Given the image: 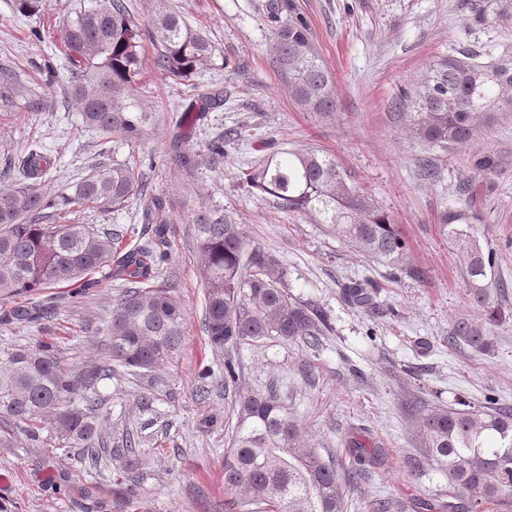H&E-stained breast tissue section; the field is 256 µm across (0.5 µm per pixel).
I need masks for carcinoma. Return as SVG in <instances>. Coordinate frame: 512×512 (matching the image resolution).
I'll use <instances>...</instances> for the list:
<instances>
[{
    "label": "carcinoma",
    "mask_w": 512,
    "mask_h": 512,
    "mask_svg": "<svg viewBox=\"0 0 512 512\" xmlns=\"http://www.w3.org/2000/svg\"><path fill=\"white\" fill-rule=\"evenodd\" d=\"M148 37L157 44L154 67L190 80L211 60L213 46L192 30L170 0H150ZM272 49L288 81L293 103L316 115L336 109L330 75L312 42L308 25L292 0H268ZM512 18V5L495 10L472 0L471 22L492 25ZM143 34L133 23L126 0H79L60 38L62 67L82 127L125 140L140 135L152 121L133 94L140 71ZM17 74L0 69V107L8 108L19 92ZM394 116L412 136L443 151L465 147L487 130L499 112H512V56L494 57L475 50H454L429 67L415 89L391 101ZM184 110L176 120L179 134L171 144L177 165L191 173L194 154L185 148L200 113ZM56 159L39 141L27 143L0 167V178L12 185L0 189V296H33L60 292L13 310L11 318L39 325L56 313L61 290L100 287L95 274L121 281L104 323L99 357L81 367L64 366L50 341L0 352V446L13 445L11 433L21 428L40 441L46 431L59 443L85 451V464L100 471L107 448L98 437L102 398L99 384L117 368L131 375L151 372L179 351L185 318L171 294L173 284L162 269L170 223L165 199L151 194L136 168L125 161L93 168L85 177L54 193L42 189ZM242 181L272 198L288 212H298L361 254L392 267L403 262L407 244L397 225L355 185L353 176L335 159L313 149L283 151L243 173ZM144 201L140 220L151 235L118 255L112 233L71 216L80 211H118L131 199ZM55 223H44L47 211ZM467 208L440 215L439 233L456 247V257L469 283L470 295L485 322L506 321L499 297L508 285L495 278V259L484 252ZM206 285L204 331L213 349L224 352V385L237 383L232 352L246 341L276 336L310 348L320 344L328 325L321 312L288 292L286 273L277 258L250 244L232 213L204 207L193 217ZM352 305L374 306L369 280L344 288ZM448 343L476 352L489 346L483 324L459 318ZM236 423L224 453V488L239 497L245 512H344L341 486L361 479L309 447L279 392L235 398ZM416 438L432 464L448 474V500L437 512H483L493 504L512 512V406L488 396L475 409L429 406L410 400Z\"/></svg>",
    "instance_id": "cac0c4a2"
}]
</instances>
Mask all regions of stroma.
I'll return each mask as SVG.
<instances>
[{
	"label": "stroma",
	"instance_id": "obj_1",
	"mask_svg": "<svg viewBox=\"0 0 512 512\" xmlns=\"http://www.w3.org/2000/svg\"><path fill=\"white\" fill-rule=\"evenodd\" d=\"M266 2L172 0L187 24L209 38L214 54L187 83L155 69L156 49L145 45L134 89L154 120L137 138L115 142L82 128L66 72L47 70L72 0H41L33 19L15 18L14 0H0V63L16 69L22 85L40 83L53 103L43 112L20 103L0 110V149L17 150L33 139L57 150L48 191L101 163L136 164L148 188L169 204L165 270L185 311L173 362L143 378L119 373L99 385L108 414L104 444L116 449L134 434L136 465L115 457L95 473L85 469L78 448L0 447V512H239L224 490L234 395L224 389V355L210 347L202 325L205 287L192 214L204 206L232 212L251 244L287 270L290 294L327 317L330 331L319 348L270 337L240 347L235 357L240 388L262 393L277 385L307 443L338 471L354 467L352 443L381 449V461L346 489L344 512H372L378 499L389 502V512H421L420 503L447 498V474L416 442L407 409L413 396L456 409L489 395L512 405V320L486 326V352L448 346L456 319L483 316L454 244L438 231L440 213L457 206L461 188L475 185L471 209L480 243L496 254V277L512 284V112L469 148L444 152L411 137L390 108L440 53L469 44L512 55V23L470 24L468 0H293L336 91L335 112L315 116L295 108L274 62ZM212 85L223 87L226 101L207 113L188 142L198 159L189 174L172 163L169 143L191 89ZM237 126L250 130L249 139L225 143L223 160L212 161L210 140ZM308 148L355 174L361 191L399 224L407 243L401 269L364 257L306 216L282 212L239 178L273 152ZM482 154L497 160L494 172L476 171L474 158ZM426 160L437 167L430 180L420 175ZM139 215L140 203L132 200L121 211L90 209L75 221L122 229L128 245L144 230ZM414 268L425 278L411 276ZM364 279L379 287L369 311L342 295L345 285ZM118 292L112 281L74 295L42 334L5 321L16 302L0 299V350L33 345L42 335L65 365L90 362Z\"/></svg>",
	"mask_w": 512,
	"mask_h": 512
}]
</instances>
